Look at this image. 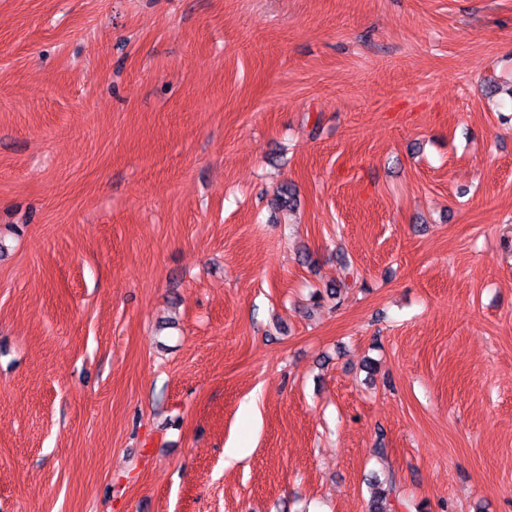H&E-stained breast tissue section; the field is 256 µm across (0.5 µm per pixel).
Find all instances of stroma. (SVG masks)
<instances>
[{"instance_id": "1", "label": "stroma", "mask_w": 512, "mask_h": 512, "mask_svg": "<svg viewBox=\"0 0 512 512\" xmlns=\"http://www.w3.org/2000/svg\"><path fill=\"white\" fill-rule=\"evenodd\" d=\"M493 83L512 0H0V512H512Z\"/></svg>"}]
</instances>
